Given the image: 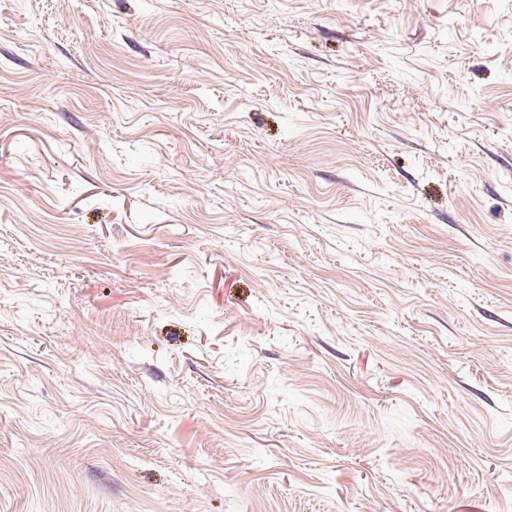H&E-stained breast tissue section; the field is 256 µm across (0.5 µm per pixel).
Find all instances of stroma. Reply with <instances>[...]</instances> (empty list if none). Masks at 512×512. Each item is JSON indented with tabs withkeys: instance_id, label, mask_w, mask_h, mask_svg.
Here are the masks:
<instances>
[{
	"instance_id": "35a3bbf8",
	"label": "stroma",
	"mask_w": 512,
	"mask_h": 512,
	"mask_svg": "<svg viewBox=\"0 0 512 512\" xmlns=\"http://www.w3.org/2000/svg\"><path fill=\"white\" fill-rule=\"evenodd\" d=\"M0 512H512V0H0Z\"/></svg>"
}]
</instances>
